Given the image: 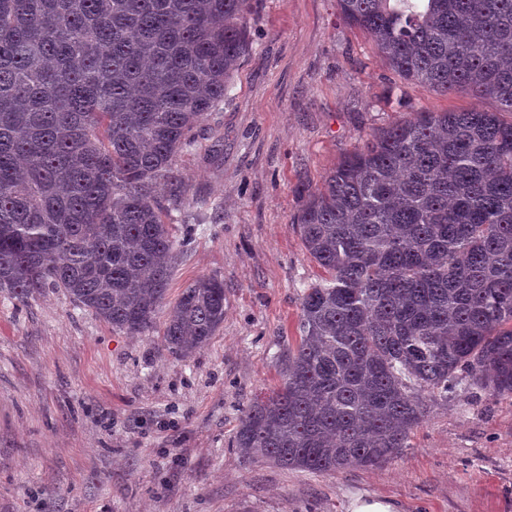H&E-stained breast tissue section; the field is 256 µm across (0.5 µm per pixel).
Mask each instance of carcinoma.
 <instances>
[{
	"instance_id": "cac0c4a2",
	"label": "carcinoma",
	"mask_w": 512,
	"mask_h": 512,
	"mask_svg": "<svg viewBox=\"0 0 512 512\" xmlns=\"http://www.w3.org/2000/svg\"><path fill=\"white\" fill-rule=\"evenodd\" d=\"M250 0H0V289L63 292L115 331L162 310L175 239L155 195L249 50ZM402 80L492 98L390 126L305 195L294 224L329 274L301 299L279 389L233 447L312 473L408 447L465 374L512 396V0H336ZM224 322V281L163 321L186 356Z\"/></svg>"
}]
</instances>
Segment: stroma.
I'll use <instances>...</instances> for the list:
<instances>
[{
	"label": "stroma",
	"instance_id": "obj_1",
	"mask_svg": "<svg viewBox=\"0 0 512 512\" xmlns=\"http://www.w3.org/2000/svg\"><path fill=\"white\" fill-rule=\"evenodd\" d=\"M247 30L224 101L175 157L182 196L159 189L189 240L167 301L218 276L223 324L181 357L161 327L129 336L61 291L21 303L0 290V512H351L359 495L395 512H512V396L466 382L371 468L245 464L232 448L325 277L292 227L300 188L419 113L497 110L401 80L336 0H251Z\"/></svg>",
	"mask_w": 512,
	"mask_h": 512
}]
</instances>
